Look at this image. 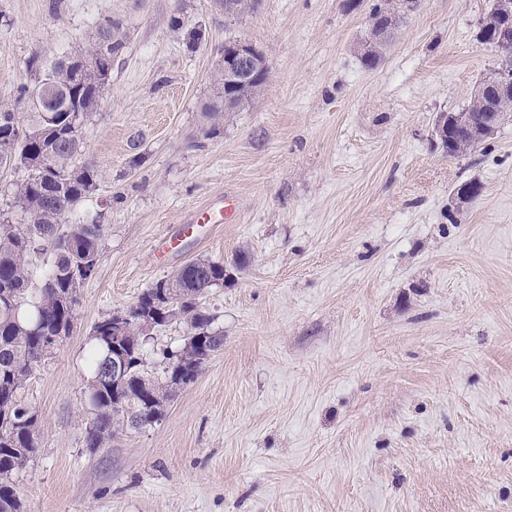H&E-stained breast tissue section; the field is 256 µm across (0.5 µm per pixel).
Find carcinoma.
I'll return each mask as SVG.
<instances>
[{"instance_id": "obj_1", "label": "carcinoma", "mask_w": 512, "mask_h": 512, "mask_svg": "<svg viewBox=\"0 0 512 512\" xmlns=\"http://www.w3.org/2000/svg\"><path fill=\"white\" fill-rule=\"evenodd\" d=\"M406 15L398 0H377L373 5L370 32L389 26L397 29ZM85 50L58 60L40 84L49 91V111L34 109L32 123L23 128L17 113L0 108V168L23 172L16 184L11 206L21 213L22 223L0 220V512H20L13 476L38 452V415L21 397L33 369L48 355L46 337L65 338L72 330L77 288L91 278L102 256L105 225L76 216L79 207L98 190L96 165L78 162L84 145L82 125L100 104L112 71V60L124 49L125 34L119 23ZM170 27L185 43L196 47L202 33L173 16ZM481 44L512 60V42L503 43L497 31L480 36ZM83 56L106 61L104 71L92 80L79 76ZM475 122L486 116L480 99L465 108ZM463 111V112H465ZM463 112L444 115L446 139L456 157L477 149L482 142L464 136L459 127ZM200 133L211 136L224 119V101H211L202 112ZM224 285V264L196 259L157 281L124 310L128 321L124 337L112 338V316L93 327L95 345L88 355L90 379L86 393L92 416L85 432L89 448H102L116 427L125 423L139 429L153 423L152 414L163 417L166 403L179 386L177 373L184 365L200 372L210 356L224 347V333L212 327L214 318L203 307L211 289ZM154 308L159 325L180 320L186 326L182 346L163 356V377L145 372L139 318ZM127 358L122 399L113 395L112 380L102 375L112 369V356Z\"/></svg>"}]
</instances>
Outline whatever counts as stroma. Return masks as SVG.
I'll return each instance as SVG.
<instances>
[{"instance_id": "1", "label": "stroma", "mask_w": 512, "mask_h": 512, "mask_svg": "<svg viewBox=\"0 0 512 512\" xmlns=\"http://www.w3.org/2000/svg\"><path fill=\"white\" fill-rule=\"evenodd\" d=\"M375 2L0 0V105L24 124L21 88L105 20L126 34L82 129L102 260L21 391L40 444L14 477L21 512H512V121L454 158L432 134L501 61L477 40L492 0H421L370 69ZM174 15L204 24L197 48ZM240 38L268 78L202 136ZM466 180L480 197L451 206ZM226 194L232 222L153 260ZM196 258L224 265L204 301L223 349L161 421L87 448L94 324ZM184 334L154 329L149 374Z\"/></svg>"}]
</instances>
